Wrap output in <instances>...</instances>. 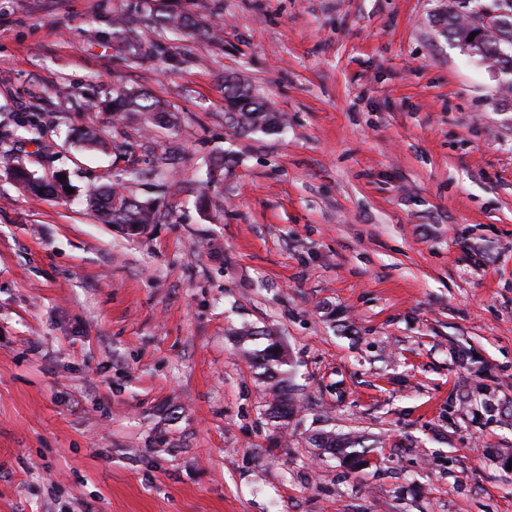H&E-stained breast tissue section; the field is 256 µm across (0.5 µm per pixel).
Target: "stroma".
Wrapping results in <instances>:
<instances>
[{"mask_svg": "<svg viewBox=\"0 0 512 512\" xmlns=\"http://www.w3.org/2000/svg\"><path fill=\"white\" fill-rule=\"evenodd\" d=\"M460 3L0 0V512H512V88L441 34ZM229 76L284 126L234 128ZM107 181L156 224L99 221ZM246 331L290 356L288 422ZM149 20L162 28H191L196 29L198 32L204 35L214 37L213 29L209 24L199 22V20H196L195 18L189 17L187 15L157 13L155 16H150ZM112 106V112H115L118 117L124 116L126 112H139L144 116L146 127L170 122L166 102L148 93L116 92L115 97L112 98ZM320 448H328L342 457L343 462L353 471L359 472L368 465V459L365 458V451H358L359 443L352 437L336 436L331 432L321 437Z\"/></svg>", "mask_w": 512, "mask_h": 512, "instance_id": "35a3bbf8", "label": "stroma"}]
</instances>
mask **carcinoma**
I'll list each match as a JSON object with an SVG mask.
<instances>
[{"instance_id":"cac0c4a2","label":"carcinoma","mask_w":512,"mask_h":512,"mask_svg":"<svg viewBox=\"0 0 512 512\" xmlns=\"http://www.w3.org/2000/svg\"><path fill=\"white\" fill-rule=\"evenodd\" d=\"M504 7L496 10L508 11L506 15H495L488 31L481 37L469 39L472 29L468 28L466 18L454 11L442 19V33L456 42L463 50L488 67L504 75H512V0H500ZM150 21L160 27L178 29L191 28L198 32L214 36L210 25L182 14H155ZM225 101L230 109L234 125L249 131L269 132L281 126L282 119L271 112L265 104L251 92L250 88L232 79H225ZM113 112L119 117L127 112H138L144 116L146 126H156L169 122V110L166 102L144 92L116 93L112 98ZM87 207L110 224H123L127 229L147 228L156 222V213L148 202H142L126 196L112 185H103L91 190L85 198ZM267 344L261 350L247 352L251 366L265 380L272 395L271 414L275 418L286 419L294 412L293 398L284 385V366L288 365L287 354L279 341L264 333ZM358 442L350 437L337 436L331 432L321 437L319 447L328 448L342 457L343 462L353 471L359 472L368 465L363 451L357 450Z\"/></svg>"}]
</instances>
